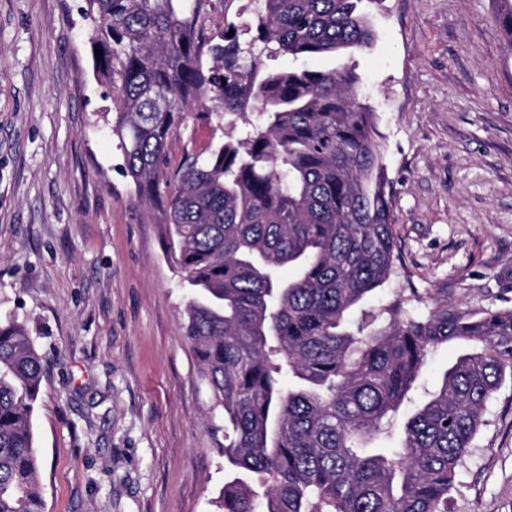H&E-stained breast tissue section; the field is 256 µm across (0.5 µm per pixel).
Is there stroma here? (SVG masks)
I'll list each match as a JSON object with an SVG mask.
<instances>
[{
	"label": "stroma",
	"mask_w": 512,
	"mask_h": 512,
	"mask_svg": "<svg viewBox=\"0 0 512 512\" xmlns=\"http://www.w3.org/2000/svg\"><path fill=\"white\" fill-rule=\"evenodd\" d=\"M84 0H0V317L47 357L33 423L46 512H219L230 472L184 340L188 291L162 214L123 169ZM256 0H209L259 52ZM499 0H382L356 56L377 112L400 259L371 309L512 307V45ZM257 113L247 120L258 121ZM244 120V121H247ZM243 120L205 103L169 142L178 166ZM448 512H512V384L494 395Z\"/></svg>",
	"instance_id": "stroma-1"
}]
</instances>
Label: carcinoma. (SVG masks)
I'll return each instance as SVG.
<instances>
[{"label":"carcinoma","instance_id":"1","mask_svg":"<svg viewBox=\"0 0 512 512\" xmlns=\"http://www.w3.org/2000/svg\"><path fill=\"white\" fill-rule=\"evenodd\" d=\"M111 132L138 197L160 206L166 256L192 294L185 339L224 412L233 478L221 512H448L488 402L512 381V308L423 317L364 309L394 271L395 219L374 107L355 55L373 39L363 0H262L272 54L322 69L239 63L224 30L203 67L208 0H85ZM263 125L169 169V138L206 99ZM289 267L293 274L284 277ZM462 347L414 394L431 350ZM44 356L0 319V512H46L33 414ZM400 435L393 450L381 440ZM263 67L277 70L288 69H301L303 67L309 69L327 68L335 65L333 59L319 57V58H304L288 55H280L276 57L266 58L265 55L261 57Z\"/></svg>","mask_w":512,"mask_h":512}]
</instances>
